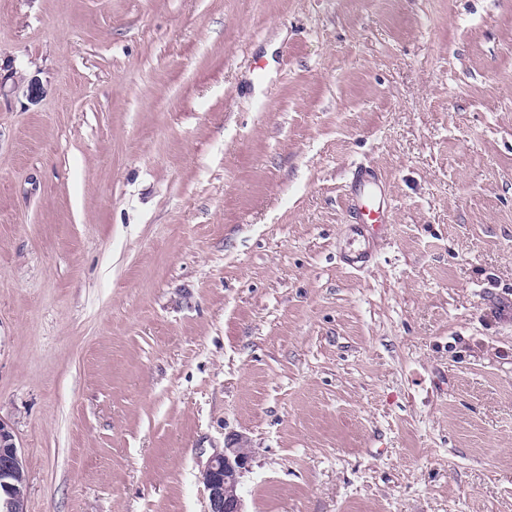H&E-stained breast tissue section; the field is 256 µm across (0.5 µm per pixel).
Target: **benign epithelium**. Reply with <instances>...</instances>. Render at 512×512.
Instances as JSON below:
<instances>
[{
    "mask_svg": "<svg viewBox=\"0 0 512 512\" xmlns=\"http://www.w3.org/2000/svg\"><path fill=\"white\" fill-rule=\"evenodd\" d=\"M252 452L242 438L213 454L201 471L208 492L207 512H244L237 492L251 469ZM25 469L12 428L0 421V512H26L27 492L15 483Z\"/></svg>",
    "mask_w": 512,
    "mask_h": 512,
    "instance_id": "7a95c632",
    "label": "benign epithelium"
}]
</instances>
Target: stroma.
<instances>
[{"label":"stroma","instance_id":"obj_1","mask_svg":"<svg viewBox=\"0 0 512 512\" xmlns=\"http://www.w3.org/2000/svg\"><path fill=\"white\" fill-rule=\"evenodd\" d=\"M6 64L27 512H207L238 435L245 512H512V0H0ZM347 205L356 221L350 226L349 251L344 250L343 258L348 265L358 267L371 258L370 249L362 247V239L369 242L389 224L386 192L375 173H355L348 186Z\"/></svg>","mask_w":512,"mask_h":512}]
</instances>
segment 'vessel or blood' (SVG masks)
<instances>
[{
    "mask_svg": "<svg viewBox=\"0 0 512 512\" xmlns=\"http://www.w3.org/2000/svg\"><path fill=\"white\" fill-rule=\"evenodd\" d=\"M347 205L355 216L350 226L349 249L344 254L348 265H363L371 258L364 241L373 239L389 222L385 189L375 173L358 171L353 176L347 194Z\"/></svg>",
    "mask_w": 512,
    "mask_h": 512,
    "instance_id": "vessel-or-blood-1",
    "label": "vessel or blood"
}]
</instances>
